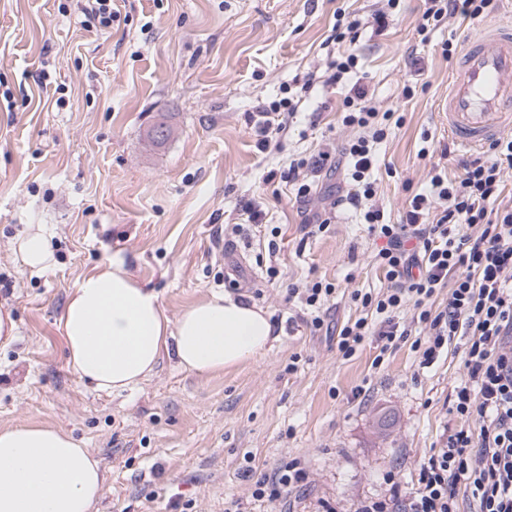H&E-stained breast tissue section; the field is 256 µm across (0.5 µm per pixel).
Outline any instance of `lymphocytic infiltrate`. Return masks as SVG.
<instances>
[{
	"instance_id": "lymphocytic-infiltrate-1",
	"label": "lymphocytic infiltrate",
	"mask_w": 512,
	"mask_h": 512,
	"mask_svg": "<svg viewBox=\"0 0 512 512\" xmlns=\"http://www.w3.org/2000/svg\"><path fill=\"white\" fill-rule=\"evenodd\" d=\"M398 2L384 0L367 17L336 11L333 41L355 42L358 31L370 26L385 31ZM491 5L492 0H425L417 33L426 39L450 18L480 19ZM328 68L329 82L351 83L341 122L357 132L336 164L350 185L344 201L382 239L374 262L390 283L382 293L352 294L365 315L339 328L338 350L348 358L370 336L386 350L409 338L422 365L429 366L456 341L466 369L450 407L461 426L422 460L414 491L402 492L395 474H386L392 495L362 501L356 512H512V209L494 207L503 191V168L512 166V137L493 140L463 161L456 180L431 170L429 190L411 197L400 223H388L372 173L394 114L372 106L368 84L356 78L354 51L334 54ZM443 291L448 300L440 305L436 299ZM407 307L414 310L409 326L395 320ZM370 312L375 322H368ZM416 323L425 325L426 336L412 338ZM306 479L305 467L292 459L258 478L252 495L286 512Z\"/></svg>"
}]
</instances>
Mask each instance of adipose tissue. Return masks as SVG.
<instances>
[{
    "instance_id": "1",
    "label": "adipose tissue",
    "mask_w": 512,
    "mask_h": 512,
    "mask_svg": "<svg viewBox=\"0 0 512 512\" xmlns=\"http://www.w3.org/2000/svg\"><path fill=\"white\" fill-rule=\"evenodd\" d=\"M16 248L29 268L55 265L42 225H30ZM61 327L71 371L112 393L137 387L163 356L215 375L256 361L273 339L266 312L229 294L169 318L158 294L119 257L71 288ZM102 488L99 461L66 431L39 424L0 429V512H92Z\"/></svg>"
}]
</instances>
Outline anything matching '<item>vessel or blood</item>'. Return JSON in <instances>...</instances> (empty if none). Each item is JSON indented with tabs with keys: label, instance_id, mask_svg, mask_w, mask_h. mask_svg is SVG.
<instances>
[{
	"label": "vessel or blood",
	"instance_id": "1",
	"mask_svg": "<svg viewBox=\"0 0 512 512\" xmlns=\"http://www.w3.org/2000/svg\"><path fill=\"white\" fill-rule=\"evenodd\" d=\"M444 112L449 136L466 149L512 129V21L490 22L463 43Z\"/></svg>",
	"mask_w": 512,
	"mask_h": 512
}]
</instances>
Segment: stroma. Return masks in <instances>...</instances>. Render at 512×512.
I'll use <instances>...</instances> for the list:
<instances>
[{
	"mask_svg": "<svg viewBox=\"0 0 512 512\" xmlns=\"http://www.w3.org/2000/svg\"><path fill=\"white\" fill-rule=\"evenodd\" d=\"M115 4L101 31L78 0H0V304L18 325L0 346V429L59 427L89 449L104 471L93 512H224L231 498L271 512L254 479L294 458L309 479L292 512H355L389 495L390 471L411 489L458 426L448 399L466 373L460 353L449 347L425 368L411 340L385 352L372 336L346 358L288 297L292 285L335 284L338 326L363 315L354 290L389 286L373 264L381 241L359 215L338 206L326 231L310 232L282 177L292 160L352 138L338 114L345 86L304 83L326 66L336 9L369 15L378 0ZM422 11V0H400L384 34L366 29L356 42L373 106L403 117L378 146L379 204L393 223L432 168L454 179L470 157L441 110L456 73L442 46L482 24L454 18L424 43ZM413 55L424 87L407 100ZM284 87L304 108L258 149V108ZM162 118L172 135L157 145L148 131ZM31 224L45 228L51 271H32L13 247ZM116 252L169 317L223 292L262 308L271 351L215 376L169 356L134 390H95L67 365L60 319L75 283Z\"/></svg>",
	"mask_w": 512,
	"mask_h": 512,
	"instance_id": "stroma-1",
	"label": "stroma"
}]
</instances>
